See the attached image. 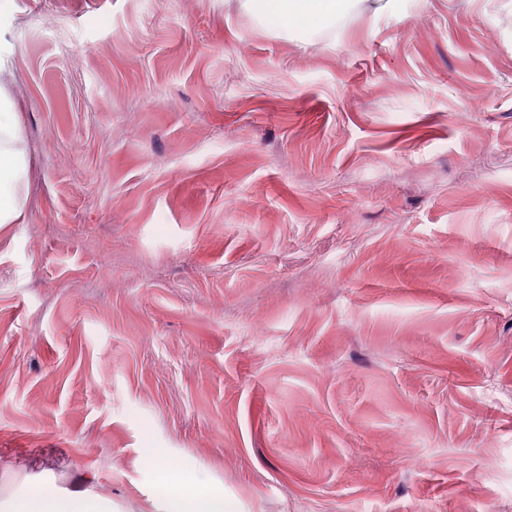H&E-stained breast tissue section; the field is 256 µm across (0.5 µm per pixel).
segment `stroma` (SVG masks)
<instances>
[{
    "mask_svg": "<svg viewBox=\"0 0 512 512\" xmlns=\"http://www.w3.org/2000/svg\"><path fill=\"white\" fill-rule=\"evenodd\" d=\"M0 512H512V0H12ZM250 8L265 22L279 27L326 26L351 10L356 0H248ZM12 111L10 96L0 84V228L23 216L28 197L29 163ZM145 464L155 472L157 484L163 490L164 498L170 505L169 512L233 511L224 503L223 491L199 475L160 464L154 456L148 457ZM210 503L218 505L222 510H202L205 505ZM87 491L76 492L66 500L32 493L18 502L15 512H88Z\"/></svg>",
    "mask_w": 512,
    "mask_h": 512,
    "instance_id": "stroma-1",
    "label": "stroma"
}]
</instances>
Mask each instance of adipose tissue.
I'll use <instances>...</instances> for the list:
<instances>
[{
  "mask_svg": "<svg viewBox=\"0 0 512 512\" xmlns=\"http://www.w3.org/2000/svg\"><path fill=\"white\" fill-rule=\"evenodd\" d=\"M356 0H248L250 8L265 22L279 27L335 24L351 10ZM28 171L24 140L7 90L0 86V227L16 223L28 197ZM156 474L169 512H203L205 505H223V491L199 475L146 460Z\"/></svg>",
  "mask_w": 512,
  "mask_h": 512,
  "instance_id": "1",
  "label": "adipose tissue"
}]
</instances>
